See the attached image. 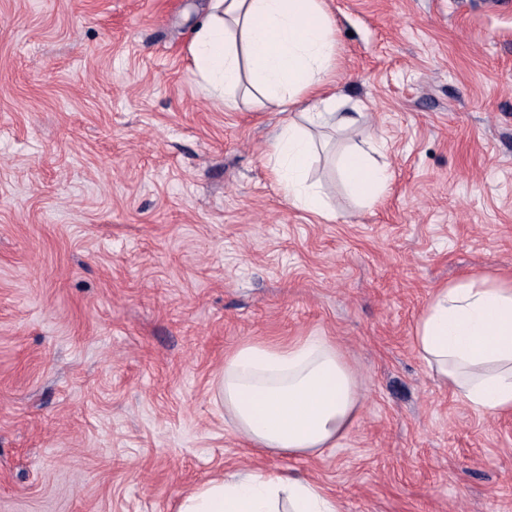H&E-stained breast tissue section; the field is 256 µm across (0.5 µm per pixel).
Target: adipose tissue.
<instances>
[{
  "mask_svg": "<svg viewBox=\"0 0 512 512\" xmlns=\"http://www.w3.org/2000/svg\"><path fill=\"white\" fill-rule=\"evenodd\" d=\"M189 52L208 90L238 94L291 112L276 134L268 166L295 208L334 220L319 186L309 183L316 143L309 126L344 131L361 118L358 104L330 94L336 58L334 22L323 0H211ZM336 167L363 207L379 201L391 174L350 146ZM421 357L473 412L512 411V280L467 276L438 289L418 318ZM218 396L253 448L314 454L334 447L361 403L357 379L323 338L288 343L245 341L224 360ZM178 512H342L336 497L292 473L251 471L214 479L183 496Z\"/></svg>",
  "mask_w": 512,
  "mask_h": 512,
  "instance_id": "ef3b65f1",
  "label": "adipose tissue"
}]
</instances>
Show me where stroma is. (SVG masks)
<instances>
[{
	"mask_svg": "<svg viewBox=\"0 0 512 512\" xmlns=\"http://www.w3.org/2000/svg\"><path fill=\"white\" fill-rule=\"evenodd\" d=\"M209 0H0V512H178L212 478L297 473L343 512H512V414L481 416L421 359L458 278H512V8L323 0L345 134L285 201L287 113L209 93L189 54ZM382 137L358 206L334 155ZM322 336L360 378L317 455L256 452L214 398L245 340ZM316 148L307 129L290 119L273 140L268 167L280 193L290 205L331 221L336 215L327 208L321 189L308 183L309 163Z\"/></svg>",
	"mask_w": 512,
	"mask_h": 512,
	"instance_id": "stroma-1",
	"label": "stroma"
}]
</instances>
